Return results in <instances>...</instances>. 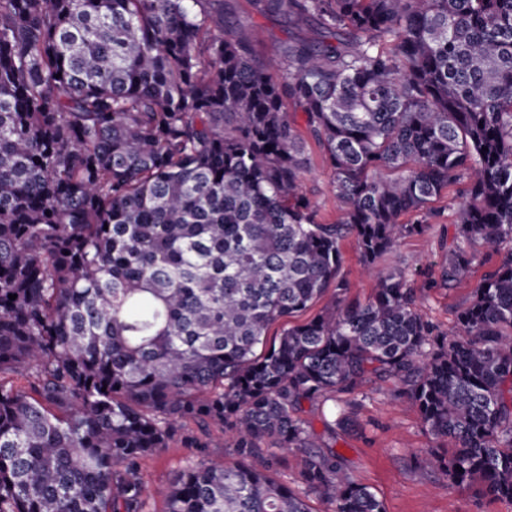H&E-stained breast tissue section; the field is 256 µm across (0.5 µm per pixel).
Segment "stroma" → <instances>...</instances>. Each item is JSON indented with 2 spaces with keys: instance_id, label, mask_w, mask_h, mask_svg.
Listing matches in <instances>:
<instances>
[{
  "instance_id": "stroma-1",
  "label": "stroma",
  "mask_w": 512,
  "mask_h": 512,
  "mask_svg": "<svg viewBox=\"0 0 512 512\" xmlns=\"http://www.w3.org/2000/svg\"><path fill=\"white\" fill-rule=\"evenodd\" d=\"M237 14L248 21L254 32L257 58L277 76L283 75L278 44L288 34L274 19L256 13L249 0H233ZM309 164L302 176V188L321 207L327 221L336 218V203L330 192L331 171L315 145H308ZM463 199L456 191L439 202L444 212L440 223L420 235L399 240L386 255L385 267H409L411 287L427 288V270L438 268L455 245V213ZM474 255L471 283L454 288L427 289L422 311L443 329H452L458 312L467 306L474 282L497 265L501 254L488 252L478 244L469 245ZM344 262L341 276L346 284V303L365 302L372 285L363 276L353 239L343 243ZM392 382L373 380L363 384L353 409L351 427L336 438V450L344 457L347 473L358 483L371 487L382 500L386 512H512V502L483 496L478 487L448 485L440 472L420 467L416 457L431 447L422 431L417 414L398 402ZM194 454L180 439H173L158 456L143 459L141 467L149 491L169 485Z\"/></svg>"
}]
</instances>
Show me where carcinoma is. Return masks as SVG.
Returning a JSON list of instances; mask_svg holds the SVG:
<instances>
[{"label": "carcinoma", "mask_w": 512, "mask_h": 512, "mask_svg": "<svg viewBox=\"0 0 512 512\" xmlns=\"http://www.w3.org/2000/svg\"><path fill=\"white\" fill-rule=\"evenodd\" d=\"M252 6L314 27L281 77L230 0H0V512H386L334 448L368 375L437 444L419 464L512 502V250L451 335L380 266L452 185L462 242L512 243V0ZM347 236L374 282L353 306ZM472 264L459 245L430 285ZM338 394L316 433L304 403ZM177 435L197 455L158 509L141 463ZM288 117L294 121L307 145L309 164L302 176V188L321 207V212L328 222L336 219V203L330 192L331 171L306 133L305 118L302 112H296L294 107L287 105ZM232 437L229 432H224L223 429L218 427H212L209 439V448H206V452L210 455L224 456V460L229 463L235 461V456L231 448Z\"/></svg>", "instance_id": "1"}]
</instances>
